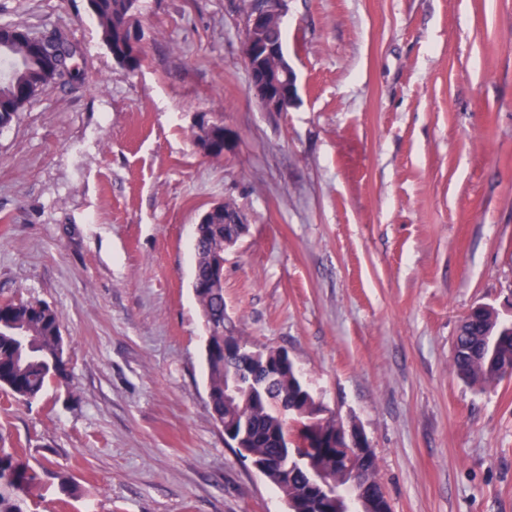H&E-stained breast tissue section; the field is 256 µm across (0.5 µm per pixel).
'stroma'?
Wrapping results in <instances>:
<instances>
[{
    "label": "stroma",
    "mask_w": 512,
    "mask_h": 512,
    "mask_svg": "<svg viewBox=\"0 0 512 512\" xmlns=\"http://www.w3.org/2000/svg\"><path fill=\"white\" fill-rule=\"evenodd\" d=\"M286 11L299 100L266 112L240 0H140L129 75L86 0H0V26L81 52L0 129V302L62 313L71 377L0 395L36 512H285L207 403L194 238L225 202L247 225L224 253L225 332L286 349L365 432L393 512H512V380L452 368L469 309L512 321V0ZM201 113L222 156L193 144Z\"/></svg>",
    "instance_id": "35a3bbf8"
}]
</instances>
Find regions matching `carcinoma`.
<instances>
[{"instance_id":"obj_1","label":"carcinoma","mask_w":512,"mask_h":512,"mask_svg":"<svg viewBox=\"0 0 512 512\" xmlns=\"http://www.w3.org/2000/svg\"><path fill=\"white\" fill-rule=\"evenodd\" d=\"M132 0H96L97 26L102 42L115 52L130 27ZM75 49L67 51L54 72H43L33 56L28 41L16 37L15 28L0 26V126L9 125L14 117L49 84H65L76 75ZM194 295L200 306L209 354L204 356L208 405L213 417L236 420L241 433L250 441V452L274 462L272 485L282 494L299 502L303 512H325L323 500L339 491L350 492L353 484L378 485L376 458L369 466L347 464L336 448H322L319 464L328 477L322 493L313 491L305 465L294 459L285 438L301 432L299 424L287 419L286 410L301 404L297 394V377L281 371L268 376L263 362L241 336H234L241 349L224 356V335L212 334V324H224V285L218 259L224 257V225L201 224L195 235ZM500 326L489 315L478 316L465 324L458 336L461 351L453 359L456 375L466 384L479 389L498 385V370L486 368L490 355L498 362L512 360V334L498 335ZM65 340L61 314L41 302L0 303V392L32 403L52 385L68 377L63 361ZM246 385L237 400L224 401V385L233 377ZM38 474L20 448H0V512H30Z\"/></svg>"}]
</instances>
